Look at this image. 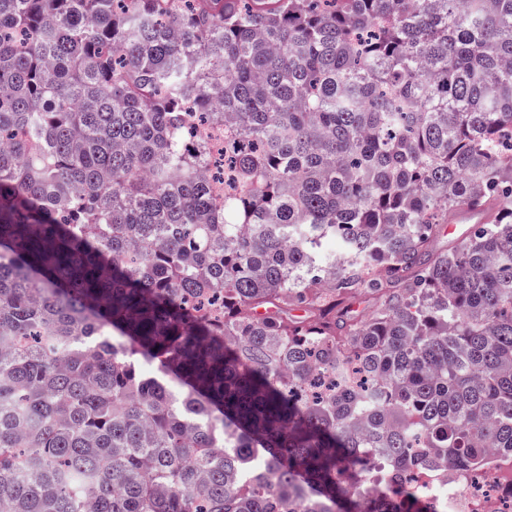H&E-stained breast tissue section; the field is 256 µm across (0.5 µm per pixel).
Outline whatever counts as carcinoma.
Here are the masks:
<instances>
[{"mask_svg": "<svg viewBox=\"0 0 512 512\" xmlns=\"http://www.w3.org/2000/svg\"><path fill=\"white\" fill-rule=\"evenodd\" d=\"M492 450L512 0H0V512H435ZM488 215L482 210H456L448 215V224L436 238L433 249L436 253L451 252L466 240L474 227L486 224Z\"/></svg>", "mask_w": 512, "mask_h": 512, "instance_id": "obj_1", "label": "carcinoma"}]
</instances>
